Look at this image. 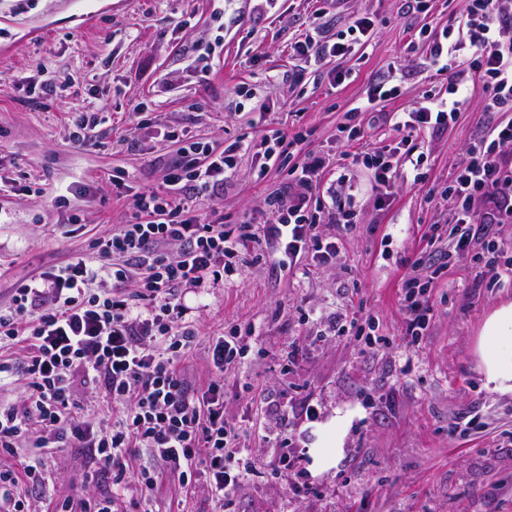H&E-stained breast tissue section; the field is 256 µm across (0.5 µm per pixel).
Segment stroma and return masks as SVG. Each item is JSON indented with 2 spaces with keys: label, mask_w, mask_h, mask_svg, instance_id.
<instances>
[{
  "label": "stroma",
  "mask_w": 512,
  "mask_h": 512,
  "mask_svg": "<svg viewBox=\"0 0 512 512\" xmlns=\"http://www.w3.org/2000/svg\"><path fill=\"white\" fill-rule=\"evenodd\" d=\"M431 4L422 13L414 0H0V307L9 306L17 279L88 253L93 239L126 223L135 195L164 192L187 142L220 152L275 130L303 135L288 165L262 180L253 176V155L239 157L223 196L199 204L225 223L274 221L270 199L285 198L291 166L311 153L329 164L316 190L329 200L326 184L350 166L351 153L395 146L387 114L408 111L428 92L447 96V75L429 66V35L460 20L467 0ZM361 16L375 29L347 59L313 65L294 55L312 20L333 41ZM340 68L350 76L339 85ZM60 75L70 86L42 97L41 85ZM382 80L399 96L363 114V144L347 142L344 112ZM81 114L97 121L86 144L70 137ZM488 120L473 103L447 134L427 136L425 181L396 184L386 205L366 175L352 171L344 191L359 224L319 228L339 240L335 262L308 255L279 273L266 259L269 245L248 241L232 282L201 296L185 290V322L199 338L182 360L192 387L212 378L209 337L234 326L258 332L247 362L224 376V411L257 462L231 512H512V393L487 386L479 358L484 323L512 303V288L490 285L480 265L448 266L427 334L408 355L394 345L362 355L333 330L336 313L356 312L400 338L411 262L428 251L429 235L451 237L450 205L439 191ZM73 213L79 220L71 224ZM284 410L313 483L298 500L287 474L264 465L282 451L276 422ZM336 417L344 420V453L320 471L314 450L326 445L322 429ZM109 485L74 448L48 459L43 489L29 496L37 512H54L68 495ZM150 508L220 510L205 482L184 489L166 473Z\"/></svg>",
  "instance_id": "obj_1"
}]
</instances>
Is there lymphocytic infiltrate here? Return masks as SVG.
Returning <instances> with one entry per match:
<instances>
[{"instance_id":"lymphocytic-infiltrate-1","label":"lymphocytic infiltrate","mask_w":512,"mask_h":512,"mask_svg":"<svg viewBox=\"0 0 512 512\" xmlns=\"http://www.w3.org/2000/svg\"><path fill=\"white\" fill-rule=\"evenodd\" d=\"M374 22L356 18L347 37L329 43L319 29L297 42V53L310 61L343 59L368 40ZM470 50L469 63L458 56ZM429 63L448 72V95H423L411 110L393 113L400 140L393 148L366 149L353 163L368 170L385 204V188L393 180L422 182L424 157L413 139L422 133L451 129L473 97L483 111L512 115V0H470L459 26L434 35ZM385 82L371 85L357 107L346 112L340 130L359 142L365 129L359 113L396 98ZM511 120H494L484 134L467 143L465 162L442 189L450 201L454 234L445 252H429L412 263L402 284L404 314L401 345L418 348L433 318L432 285L446 262L483 264L491 283L512 284V255L503 240L492 236L493 225L512 223ZM249 143L238 139L215 154L206 145L182 147L167 173L169 193L135 196L133 216L75 256L36 276L18 280L11 304L0 308V384L23 376L19 402L0 403V456L18 458V467L0 468V512H30L26 486L46 481L45 451L87 449L114 490L103 495L66 498L55 512H150L147 501L161 464L182 487L204 476L212 499L226 504L253 470L248 449L239 445V427L224 414V373L244 361L245 336L255 327L211 337L207 363L215 378L190 388L180 363L197 341L184 322L180 292L204 293L211 281L237 275L239 245L245 238L272 242V263L290 271L307 255L318 262L335 259V238L317 231L326 217L354 224L356 214L337 207L327 214L312 188L325 168L310 155L293 166L299 189L275 206L271 224L228 228L223 219L207 217L196 201L224 192V180L235 169ZM136 294H128L130 282ZM336 333L354 337L360 353H371L386 339L377 335L373 317L346 313L334 319ZM95 391L104 413L88 417L76 398L78 387ZM137 474L140 497L126 504L122 491Z\"/></svg>"}]
</instances>
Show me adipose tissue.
<instances>
[{"label": "adipose tissue", "mask_w": 512, "mask_h": 512, "mask_svg": "<svg viewBox=\"0 0 512 512\" xmlns=\"http://www.w3.org/2000/svg\"><path fill=\"white\" fill-rule=\"evenodd\" d=\"M511 335L512 303L490 314L481 333L487 380L499 390H512V348L501 345L503 338Z\"/></svg>", "instance_id": "ef3b65f1"}]
</instances>
